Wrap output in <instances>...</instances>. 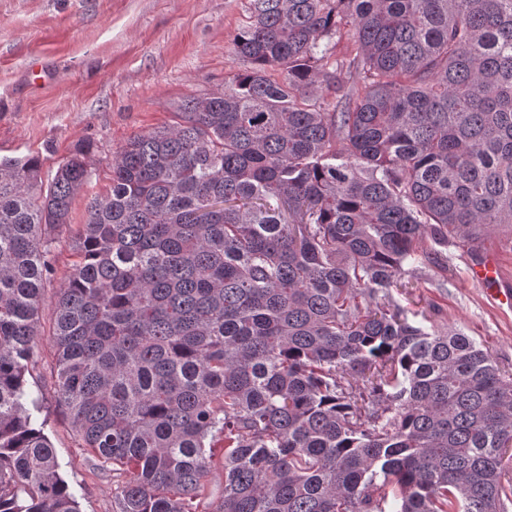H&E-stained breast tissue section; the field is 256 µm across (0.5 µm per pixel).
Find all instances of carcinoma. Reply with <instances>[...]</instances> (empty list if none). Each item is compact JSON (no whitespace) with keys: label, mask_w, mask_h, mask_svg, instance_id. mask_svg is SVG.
<instances>
[{"label":"carcinoma","mask_w":512,"mask_h":512,"mask_svg":"<svg viewBox=\"0 0 512 512\" xmlns=\"http://www.w3.org/2000/svg\"><path fill=\"white\" fill-rule=\"evenodd\" d=\"M231 54L117 152L55 303V396L126 475L114 512H503L512 375L391 290L512 229V0H249ZM91 153L46 185L0 160V512H79L24 400Z\"/></svg>","instance_id":"cac0c4a2"}]
</instances>
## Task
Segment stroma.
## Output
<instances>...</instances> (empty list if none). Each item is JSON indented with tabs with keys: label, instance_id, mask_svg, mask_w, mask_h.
<instances>
[{
	"label": "stroma",
	"instance_id": "obj_1",
	"mask_svg": "<svg viewBox=\"0 0 512 512\" xmlns=\"http://www.w3.org/2000/svg\"><path fill=\"white\" fill-rule=\"evenodd\" d=\"M247 7L248 0H0V158L39 157L48 180L88 144L96 170L55 244L26 376L79 512H112L120 480L96 468L54 394L53 309L76 259L72 228L83 223L88 200L108 189L112 159L129 137L172 124L181 103L223 89L225 76L241 69L230 47ZM472 255L470 243L458 242L447 263H419L392 296L410 321L464 328L512 371V309L470 283Z\"/></svg>",
	"mask_w": 512,
	"mask_h": 512
}]
</instances>
